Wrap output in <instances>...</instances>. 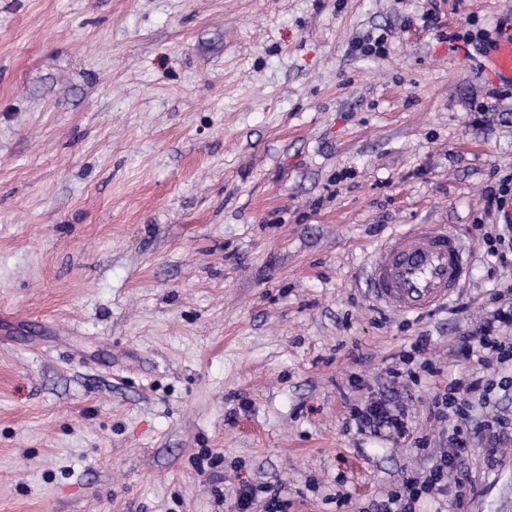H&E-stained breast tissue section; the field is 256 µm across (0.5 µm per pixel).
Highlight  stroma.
Listing matches in <instances>:
<instances>
[{
	"label": "stroma",
	"mask_w": 512,
	"mask_h": 512,
	"mask_svg": "<svg viewBox=\"0 0 512 512\" xmlns=\"http://www.w3.org/2000/svg\"><path fill=\"white\" fill-rule=\"evenodd\" d=\"M483 30L512 0H0V512H338L427 466L450 344L512 301V84L450 39ZM416 224L472 263L399 314L364 272ZM420 336L411 438L346 430ZM480 454L450 497L512 512Z\"/></svg>",
	"instance_id": "1"
}]
</instances>
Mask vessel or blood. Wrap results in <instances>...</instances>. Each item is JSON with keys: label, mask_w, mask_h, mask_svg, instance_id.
<instances>
[{"label": "vessel or blood", "mask_w": 512, "mask_h": 512, "mask_svg": "<svg viewBox=\"0 0 512 512\" xmlns=\"http://www.w3.org/2000/svg\"><path fill=\"white\" fill-rule=\"evenodd\" d=\"M484 68L492 79L512 83V37L497 41ZM468 272L467 248L457 234L418 224L384 240L368 284L378 303L410 314L448 303Z\"/></svg>", "instance_id": "obj_1"}]
</instances>
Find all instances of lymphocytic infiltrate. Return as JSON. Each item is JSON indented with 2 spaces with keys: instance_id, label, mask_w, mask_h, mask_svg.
I'll return each mask as SVG.
<instances>
[{
  "instance_id": "f902f5d3",
  "label": "lymphocytic infiltrate",
  "mask_w": 512,
  "mask_h": 512,
  "mask_svg": "<svg viewBox=\"0 0 512 512\" xmlns=\"http://www.w3.org/2000/svg\"><path fill=\"white\" fill-rule=\"evenodd\" d=\"M450 351L468 367L460 377L450 379L447 392L429 405L431 419L455 421L448 431V446L431 456L427 467L407 473L385 497L372 502L370 512H419L423 500L447 496L449 475L470 479L465 453L472 440L480 441L489 468L496 465L501 448L512 444V416L479 423L472 416L476 404L487 401L494 389L489 370L512 364V305L495 309L456 337ZM346 422L359 433L398 441L410 432V409L401 399L372 391L363 403L349 407Z\"/></svg>"
}]
</instances>
